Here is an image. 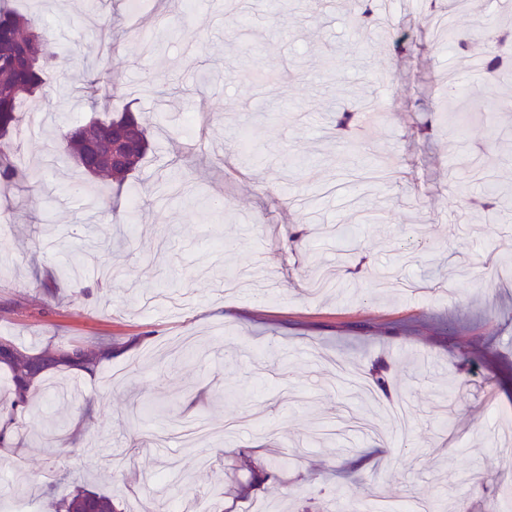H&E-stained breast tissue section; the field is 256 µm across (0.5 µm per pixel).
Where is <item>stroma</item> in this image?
Returning <instances> with one entry per match:
<instances>
[{
	"label": "stroma",
	"instance_id": "1",
	"mask_svg": "<svg viewBox=\"0 0 512 512\" xmlns=\"http://www.w3.org/2000/svg\"><path fill=\"white\" fill-rule=\"evenodd\" d=\"M447 3L375 0L366 31L359 0H10L69 78L49 69L44 120L11 155L27 177L0 210V336L114 353L45 377L0 453V512H54L77 486L119 512H512V279L485 281L512 219L471 178L483 164L512 184V110L454 138L439 123L449 71L512 29V0ZM104 19L115 81L93 105ZM362 99L379 123L350 147L334 118ZM132 105L152 124L130 197L76 168L56 128ZM339 224L360 228L352 251ZM107 261L120 274L102 278Z\"/></svg>",
	"mask_w": 512,
	"mask_h": 512
}]
</instances>
